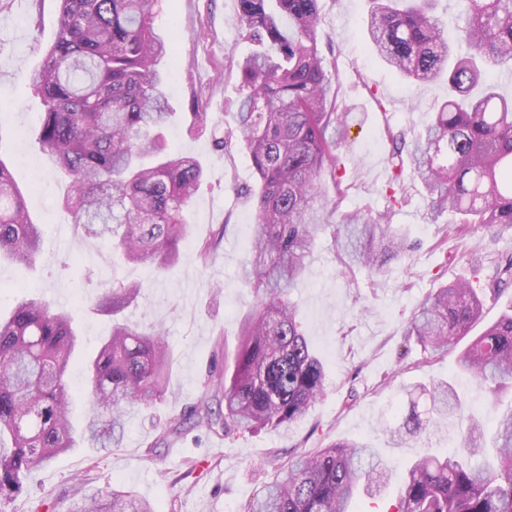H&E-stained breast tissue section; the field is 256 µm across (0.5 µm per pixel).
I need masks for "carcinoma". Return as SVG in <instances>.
<instances>
[{"label": "carcinoma", "mask_w": 512, "mask_h": 512, "mask_svg": "<svg viewBox=\"0 0 512 512\" xmlns=\"http://www.w3.org/2000/svg\"><path fill=\"white\" fill-rule=\"evenodd\" d=\"M320 0H237L238 32L256 46L236 63L243 95L236 128L215 139L251 159L256 189L250 256L239 277L256 303L238 342L224 352V412L214 422L203 406L173 419H197L228 435L287 429L325 393L322 360L302 329L293 289L309 268L333 212L325 180L338 176L343 99L319 48ZM455 40H448L437 0H372L365 20L374 49L403 77L448 82V98L423 134L392 136L393 158L406 153L431 210L473 224L512 229V98L486 82L490 68L512 69V0H459ZM153 0H60L57 30L28 80L45 112L41 149L65 178L60 203L74 223L129 263L164 270L180 258L187 210L205 171L195 157L166 150L170 119L156 69L170 43L155 30ZM337 234L348 264L379 273L407 245L389 212L347 213ZM43 225L32 222L23 192L0 161V263L36 264ZM142 285L112 284L95 297L112 328L86 362L83 392L91 409L81 428L71 415L76 392L68 368L81 344L70 314L37 294L0 317V507L32 472L72 448L98 453L120 444L127 406H152L168 390L172 353L162 329L144 333L121 319ZM483 302L465 281L426 297L409 335L433 353L448 350L480 320ZM458 370L498 398L512 390V313L502 315L460 352ZM415 389L391 434L405 442L439 432L461 400L446 380ZM493 433L469 421V454H426L406 468L395 512H512V402L497 405ZM245 512H356L364 496L380 498L390 465L366 443L334 442L277 467ZM66 512H153L119 490L97 491Z\"/></svg>", "instance_id": "obj_1"}]
</instances>
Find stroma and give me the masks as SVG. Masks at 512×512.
I'll return each mask as SVG.
<instances>
[{"instance_id": "stroma-1", "label": "stroma", "mask_w": 512, "mask_h": 512, "mask_svg": "<svg viewBox=\"0 0 512 512\" xmlns=\"http://www.w3.org/2000/svg\"><path fill=\"white\" fill-rule=\"evenodd\" d=\"M370 7V0H320V46L336 66L346 104L340 143L346 193L336 198V212L390 211L392 227L406 234L410 247L376 275L347 268L331 237L319 242L293 299L307 340L323 361L326 392L288 430L224 437L202 426L188 425L175 434L167 428L201 399L203 383L223 366L224 349L234 346L239 322L254 302L239 279L254 222L253 168L245 153L220 150L213 140L235 124L241 97L235 63L252 50L238 36L235 0H157L153 9L156 29L172 47L162 65L173 114L165 142L169 151L194 156L205 168L188 208L190 235L181 257L161 272L103 248L60 207V176L37 143L43 105L25 78L55 37L58 0H0V19L8 23L0 32V160L24 189L31 219L45 228L39 262L0 265V313H9L28 291L69 307L82 335L69 370L70 384L79 390L85 361L112 327L111 317L94 310L95 294L114 282H139L138 302L123 317L143 331L162 328L173 351L165 399L129 410L117 448L103 457L83 448L57 456L30 475L7 512H65L71 500L106 487L138 494L153 512H243L291 453L348 439L368 443L393 463L386 488L392 500L404 464L427 449L461 447L454 420L443 441L393 444L385 425L407 410V387L452 381L467 410L494 425L486 389L457 373L459 347L428 353L409 336L408 326L432 290L457 279L469 280L480 293L483 324L495 321L512 305L511 284L493 288L499 262L512 257V229L475 225L465 238H456L458 215H432L408 172L401 178V203L390 205L386 171L393 147L387 131L416 137L447 97L448 86L411 83L371 49L364 33ZM199 112L207 116L204 134L197 131ZM219 230L221 242L200 255L199 242Z\"/></svg>"}]
</instances>
